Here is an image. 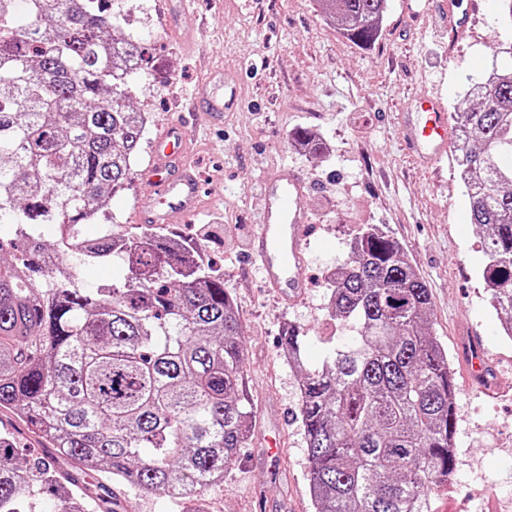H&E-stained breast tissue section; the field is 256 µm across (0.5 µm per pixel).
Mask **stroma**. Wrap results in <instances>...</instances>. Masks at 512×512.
Returning <instances> with one entry per match:
<instances>
[{"label":"stroma","mask_w":512,"mask_h":512,"mask_svg":"<svg viewBox=\"0 0 512 512\" xmlns=\"http://www.w3.org/2000/svg\"><path fill=\"white\" fill-rule=\"evenodd\" d=\"M132 0L121 34L152 49L155 64L137 80L133 105L151 115L155 142L183 104L218 71L239 75L244 107L218 124L198 119L186 129L188 160L201 187V211L171 213L169 230L185 233L208 224L203 253L224 265L245 330L244 382L252 408L277 406L281 457L268 459L257 436L240 449L224 486L206 495V512H314L308 490L306 438L299 420V376L281 357L287 326L306 338L307 362L318 365L328 347L324 273L342 261L353 233L384 227L403 246L432 295L436 333L460 363L466 336L481 333L490 356L493 395L458 385L454 402L456 484L437 492L430 512H499L512 499V344L484 289L485 257L470 222L469 201L456 162L424 171L399 134V118L415 97L441 91L449 115L467 107V91L512 45V23L502 0H487L463 40L449 46L438 0H388L378 40L360 47L345 38L316 0ZM312 130L327 150L312 155L292 140ZM150 160L142 151L138 174L113 196L116 230L136 224ZM293 174L312 185L307 205L315 242L307 256L310 288L286 305L263 288L247 244L261 222L259 193L273 175ZM0 430L16 440L19 463H70L0 411Z\"/></svg>","instance_id":"obj_1"}]
</instances>
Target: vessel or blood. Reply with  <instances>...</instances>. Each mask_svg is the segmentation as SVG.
I'll use <instances>...</instances> for the list:
<instances>
[{
	"instance_id": "vessel-or-blood-1",
	"label": "vessel or blood",
	"mask_w": 512,
	"mask_h": 512,
	"mask_svg": "<svg viewBox=\"0 0 512 512\" xmlns=\"http://www.w3.org/2000/svg\"><path fill=\"white\" fill-rule=\"evenodd\" d=\"M481 0H446L448 38L458 40L469 27L470 11ZM242 93L235 75H214L197 96V104L208 119L236 110ZM402 136L413 156L431 166L451 151L453 131L448 111L439 96L418 99L402 118ZM186 135L181 124H170L156 140L146 186L137 205L140 220L162 224L170 212L191 216L200 209L199 183L186 160ZM263 224L252 238L248 255L259 264L265 288L284 303L302 300L308 288L305 276L310 215L306 204L307 186L293 176L275 175L261 186ZM464 359L473 380L483 381L488 360L481 338L468 340Z\"/></svg>"
}]
</instances>
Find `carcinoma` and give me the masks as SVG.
<instances>
[{"instance_id": "obj_1", "label": "carcinoma", "mask_w": 512, "mask_h": 512, "mask_svg": "<svg viewBox=\"0 0 512 512\" xmlns=\"http://www.w3.org/2000/svg\"><path fill=\"white\" fill-rule=\"evenodd\" d=\"M116 0H0V409L14 411L77 464L70 485L48 462L16 465L0 435V512H116L108 484L200 512L247 443L244 331L224 269L189 237L153 224L88 239L84 225L137 175L148 129L122 72L133 37L113 35ZM360 46L376 41L386 0H319ZM478 103L457 113L453 149L482 280L512 336V46L496 51ZM294 140L320 154L306 127ZM59 227L56 243L45 228ZM65 250V262L44 258ZM112 265V281L79 271ZM328 318L354 332L308 367L296 328L282 349L299 374V415L315 512H428L456 470L454 372L436 339L431 293L402 245L368 224L327 274ZM100 474L97 491L81 484Z\"/></svg>"}]
</instances>
